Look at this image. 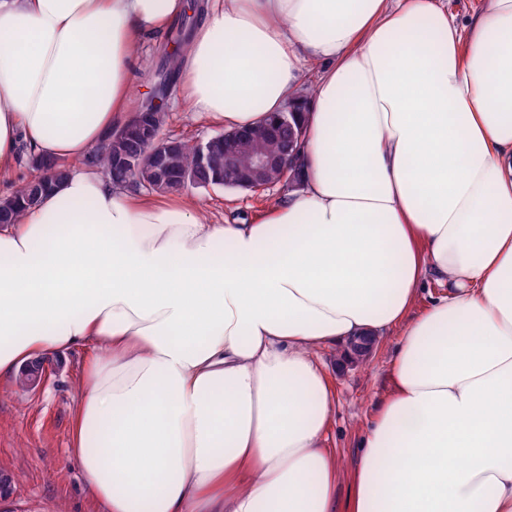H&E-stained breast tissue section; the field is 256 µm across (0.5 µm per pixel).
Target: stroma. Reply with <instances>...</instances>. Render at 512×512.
Here are the masks:
<instances>
[{
	"mask_svg": "<svg viewBox=\"0 0 512 512\" xmlns=\"http://www.w3.org/2000/svg\"><path fill=\"white\" fill-rule=\"evenodd\" d=\"M171 41L166 32L141 46L144 67L132 82L133 107L152 96L156 62ZM166 102L165 134L200 142L222 133V126L200 123L187 110L179 86L170 88ZM284 192L277 185L258 194L215 188L191 189L187 195L215 220L243 223ZM398 341L394 334L377 337L366 360L343 368L334 355L326 357L337 392L330 441L344 468L353 467L364 426L388 392L386 360ZM105 353V348L91 344L51 354L50 375L33 389L19 387L12 379L0 382V471L11 478V493L0 498V512H104L87 490L70 446L82 366Z\"/></svg>",
	"mask_w": 512,
	"mask_h": 512,
	"instance_id": "stroma-1",
	"label": "stroma"
}]
</instances>
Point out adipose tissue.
I'll return each mask as SVG.
<instances>
[{
    "label": "adipose tissue",
    "mask_w": 512,
    "mask_h": 512,
    "mask_svg": "<svg viewBox=\"0 0 512 512\" xmlns=\"http://www.w3.org/2000/svg\"><path fill=\"white\" fill-rule=\"evenodd\" d=\"M184 0H0V176L131 116ZM302 186L250 223L72 171L0 227V379L70 346L72 455L106 512H512V0H205L182 99L228 128L294 101ZM441 292L422 312L428 282ZM392 331L339 500L336 385ZM445 6L448 3V14L453 15L459 25H464L482 6V0H446L442 1Z\"/></svg>",
    "instance_id": "1"
}]
</instances>
